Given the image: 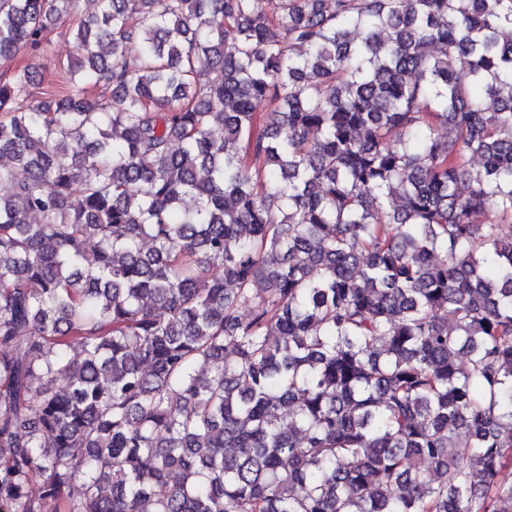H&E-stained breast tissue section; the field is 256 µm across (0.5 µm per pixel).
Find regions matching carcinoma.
Instances as JSON below:
<instances>
[{
    "label": "carcinoma",
    "instance_id": "cac0c4a2",
    "mask_svg": "<svg viewBox=\"0 0 512 512\" xmlns=\"http://www.w3.org/2000/svg\"><path fill=\"white\" fill-rule=\"evenodd\" d=\"M77 4L0 0V59ZM75 43L113 107L0 83V512H512V0Z\"/></svg>",
    "mask_w": 512,
    "mask_h": 512
}]
</instances>
